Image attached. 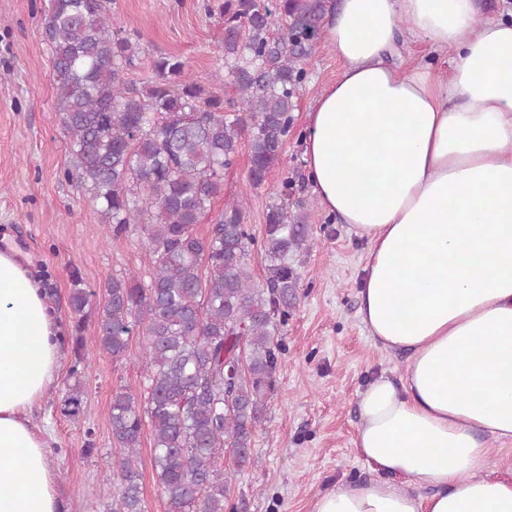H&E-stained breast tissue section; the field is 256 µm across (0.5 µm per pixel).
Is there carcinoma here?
<instances>
[{"label": "carcinoma", "mask_w": 512, "mask_h": 512, "mask_svg": "<svg viewBox=\"0 0 512 512\" xmlns=\"http://www.w3.org/2000/svg\"><path fill=\"white\" fill-rule=\"evenodd\" d=\"M112 0H49L43 34L50 45L57 111L67 140L64 177L99 203L118 237L140 231L153 272L106 284L93 340L70 337L75 378L64 398L79 413L88 344L125 357L142 336L147 384L112 395V473L103 495L110 512H146L140 462L144 426L170 512H224L231 475L247 464L265 420L282 355L279 329L295 304L299 276L291 256L309 242L303 212L283 181L261 242L266 286L252 280L255 237L243 202L228 201L205 236L195 225L224 192L242 139L250 146L248 182L258 188L280 162L293 128L294 98L306 79L301 62L319 39L328 0H219L206 5L224 27L221 53L237 99L183 81L184 62L160 56L153 80L139 87L140 35L113 21ZM71 306L83 318L91 293L72 275ZM230 455L231 467L224 468Z\"/></svg>", "instance_id": "obj_1"}]
</instances>
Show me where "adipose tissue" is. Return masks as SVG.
I'll list each match as a JSON object with an SVG mask.
<instances>
[{"instance_id":"obj_1","label":"adipose tissue","mask_w":512,"mask_h":512,"mask_svg":"<svg viewBox=\"0 0 512 512\" xmlns=\"http://www.w3.org/2000/svg\"><path fill=\"white\" fill-rule=\"evenodd\" d=\"M477 0H339L341 63L308 113L312 191L368 245L359 314L400 376L359 394L355 446L374 479L311 512H512L483 474L512 442V18ZM427 52L394 69L406 39ZM55 312L13 246L0 249V512H61L28 411L61 376ZM428 495L411 493V486Z\"/></svg>"}]
</instances>
